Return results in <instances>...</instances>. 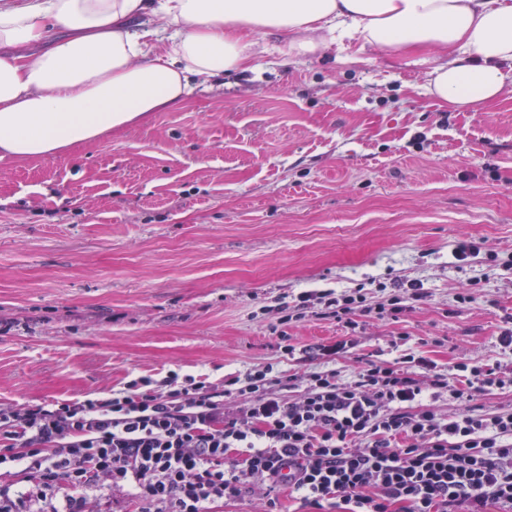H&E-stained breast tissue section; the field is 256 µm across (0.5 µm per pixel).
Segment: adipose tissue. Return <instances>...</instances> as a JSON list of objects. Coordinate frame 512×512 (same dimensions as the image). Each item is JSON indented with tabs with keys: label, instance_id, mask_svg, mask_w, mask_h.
Masks as SVG:
<instances>
[{
	"label": "adipose tissue",
	"instance_id": "ef3b65f1",
	"mask_svg": "<svg viewBox=\"0 0 512 512\" xmlns=\"http://www.w3.org/2000/svg\"><path fill=\"white\" fill-rule=\"evenodd\" d=\"M289 52L344 40L442 61L428 92L457 112L512 91V0H0V159L47 157L247 69L254 35Z\"/></svg>",
	"mask_w": 512,
	"mask_h": 512
}]
</instances>
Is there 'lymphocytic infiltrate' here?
<instances>
[{
  "label": "lymphocytic infiltrate",
  "instance_id": "1",
  "mask_svg": "<svg viewBox=\"0 0 512 512\" xmlns=\"http://www.w3.org/2000/svg\"><path fill=\"white\" fill-rule=\"evenodd\" d=\"M422 297L414 283L373 306L358 288L298 302L349 325ZM456 370L452 389L430 360L407 354L347 382L312 373L292 399L267 365L219 387L173 373L104 398L0 403V512H93L115 493L134 512H221L251 496L281 512L285 489L315 512H512V410L471 406L512 380L486 365ZM446 388L460 404L449 417L434 405Z\"/></svg>",
  "mask_w": 512,
  "mask_h": 512
}]
</instances>
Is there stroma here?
Here are the masks:
<instances>
[{"label": "stroma", "instance_id": "obj_1", "mask_svg": "<svg viewBox=\"0 0 512 512\" xmlns=\"http://www.w3.org/2000/svg\"><path fill=\"white\" fill-rule=\"evenodd\" d=\"M256 40L250 70L179 111L0 160V403L171 371L217 385L267 364L293 398L291 378L333 367L346 381L409 352L443 374H512L497 342L512 328V93L453 112L427 91V53L354 40L293 56L277 35ZM460 241L481 246L463 266ZM475 278L479 298L462 301ZM411 280L422 300L353 334L311 308L279 323L305 290L360 287L373 304Z\"/></svg>", "mask_w": 512, "mask_h": 512}]
</instances>
